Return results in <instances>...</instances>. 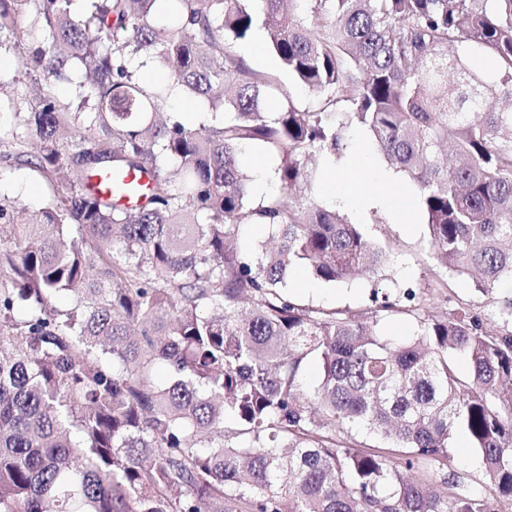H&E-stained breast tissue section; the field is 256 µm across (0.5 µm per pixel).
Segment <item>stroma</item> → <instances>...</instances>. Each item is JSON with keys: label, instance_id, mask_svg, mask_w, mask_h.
Segmentation results:
<instances>
[{"label": "stroma", "instance_id": "35a3bbf8", "mask_svg": "<svg viewBox=\"0 0 512 512\" xmlns=\"http://www.w3.org/2000/svg\"><path fill=\"white\" fill-rule=\"evenodd\" d=\"M1 58L7 60L8 66L0 71V81L5 84L4 91L0 92V191L35 209L47 199L49 188L37 171L17 159L16 153L21 150L28 155L35 154L36 144L31 141L24 148H17L8 132L14 113L26 111L32 85H39L43 95L62 101L69 99L70 90L66 84L29 74L19 51L2 47ZM323 182L320 176L312 181V197L340 210L348 221L359 225L365 236L383 249L386 262L373 280L362 277L338 285L318 282L307 292L299 291L293 283L289 286L290 293L298 294L306 303L350 315L369 311L373 306V292L378 289L401 308L412 300L424 304L426 314L440 317L463 307L483 321H495L499 333H512V323L499 318L498 299L477 291L468 277L453 276L443 282L434 274L425 248L424 224L416 220L406 223L394 220L381 208L356 214L350 203L326 192Z\"/></svg>", "mask_w": 512, "mask_h": 512}]
</instances>
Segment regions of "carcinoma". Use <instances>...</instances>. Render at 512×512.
Returning <instances> with one entry per match:
<instances>
[{
    "label": "carcinoma",
    "instance_id": "1",
    "mask_svg": "<svg viewBox=\"0 0 512 512\" xmlns=\"http://www.w3.org/2000/svg\"><path fill=\"white\" fill-rule=\"evenodd\" d=\"M157 2L0 0V47L72 90L14 113L53 196L22 224L0 196V512H499L512 336L414 308L417 334L395 341L388 300L345 316L286 280L334 285L384 261L309 195L308 162L336 163L360 126L412 180L434 270L483 294L509 284L512 105L489 100L512 98V0H170L165 23ZM259 20L313 105L236 53ZM148 64L166 87L140 81ZM175 92L207 111L162 115ZM245 146L277 161L284 193L252 197ZM102 171L147 175L140 201L99 195ZM244 224L273 246L244 253ZM457 431L491 493L407 480L359 441L429 468Z\"/></svg>",
    "mask_w": 512,
    "mask_h": 512
}]
</instances>
